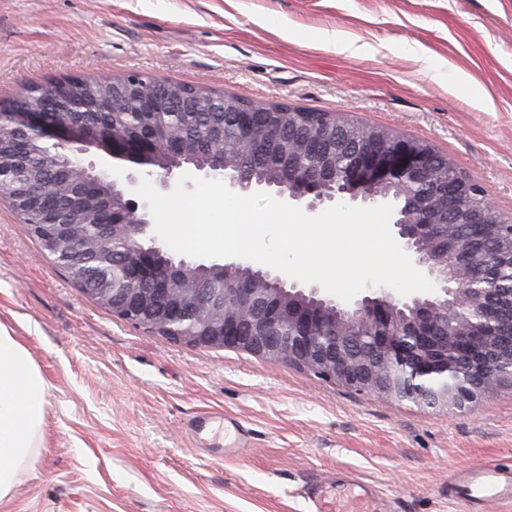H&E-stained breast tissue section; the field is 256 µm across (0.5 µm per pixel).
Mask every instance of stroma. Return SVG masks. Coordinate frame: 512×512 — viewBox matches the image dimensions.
I'll list each match as a JSON object with an SVG mask.
<instances>
[{"label":"stroma","mask_w":512,"mask_h":512,"mask_svg":"<svg viewBox=\"0 0 512 512\" xmlns=\"http://www.w3.org/2000/svg\"><path fill=\"white\" fill-rule=\"evenodd\" d=\"M336 30L365 52L337 53ZM131 71L428 140L512 223V0H0V104ZM0 323L48 386L44 446L0 512H309L342 469L395 512H463L449 475L512 463V389L444 413L168 340L85 296L1 200ZM203 409L247 421L250 453L191 448Z\"/></svg>","instance_id":"obj_1"}]
</instances>
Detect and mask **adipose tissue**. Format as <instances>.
Returning a JSON list of instances; mask_svg holds the SVG:
<instances>
[{"label": "adipose tissue", "mask_w": 512, "mask_h": 512, "mask_svg": "<svg viewBox=\"0 0 512 512\" xmlns=\"http://www.w3.org/2000/svg\"><path fill=\"white\" fill-rule=\"evenodd\" d=\"M47 384L26 347L0 325V501L28 474L41 448Z\"/></svg>", "instance_id": "obj_1"}]
</instances>
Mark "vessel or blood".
Listing matches in <instances>:
<instances>
[{
  "label": "vessel or blood",
  "mask_w": 512,
  "mask_h": 512,
  "mask_svg": "<svg viewBox=\"0 0 512 512\" xmlns=\"http://www.w3.org/2000/svg\"><path fill=\"white\" fill-rule=\"evenodd\" d=\"M194 447L216 458L238 457L251 447V429L241 419L203 410L187 422ZM448 496L467 512H488L494 504H512V467L496 462L459 468L448 479ZM311 512H392L389 500L372 483L351 471L332 473L310 494Z\"/></svg>",
  "instance_id": "1"
}]
</instances>
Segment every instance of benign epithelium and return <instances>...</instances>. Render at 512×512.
Returning a JSON list of instances; mask_svg holds the SVG:
<instances>
[{
  "label": "benign epithelium",
  "mask_w": 512,
  "mask_h": 512,
  "mask_svg": "<svg viewBox=\"0 0 512 512\" xmlns=\"http://www.w3.org/2000/svg\"><path fill=\"white\" fill-rule=\"evenodd\" d=\"M93 81L106 92L78 98L70 85L83 82V78L72 76L43 85L40 97L32 104L19 98L0 107V143H5L7 149V154L0 153V162L6 158L12 160L23 177V160L32 143L48 140L62 159L57 176L76 184L71 194L53 197L46 187L31 182V188L23 197L25 211L37 212L44 223L52 224L56 210L81 209L86 192L106 180L112 186V200L119 201V208L98 210L96 223L104 230L113 224H125L132 230L128 243L132 261L122 271L127 289L162 278L163 295L172 289L185 290L189 298L199 304L213 300L214 289H196L189 277L190 268L201 269L203 264L172 260L166 271L158 273L144 260L145 255L160 252L163 247L154 233L148 205L134 194L133 188L146 176L169 192L176 185L175 175L181 171L179 165L162 171L150 168L165 127L153 125L138 136L118 137L107 125L49 119L51 112H119L128 103L135 104L140 112H198L202 93L185 86L170 97L162 82L134 71L120 77L101 74ZM90 149L111 158L112 166L98 168L87 162L84 154ZM188 164L209 178L224 181L238 194L254 190L252 183L234 174L214 173L192 160ZM430 168L431 156L425 151L412 149L402 142L374 145L367 156L348 169L350 196L347 197L317 192L314 182L325 179V174L299 171L290 156L284 167L285 180L298 184V188L289 193L280 192L278 197L302 207L309 215H318L338 203L376 206L389 202V198L366 196L364 188L388 184L406 189L411 182L428 181ZM471 189L470 181L457 176L445 183L432 184L428 197L445 200L451 215L461 210ZM471 223L482 225L487 237L500 223V217L486 199L471 215ZM392 226L414 266L434 280L433 292L407 300L390 288H376L346 304L321 288H299L287 283L278 273L253 269L248 262H227L217 268L224 273L233 270L240 274L236 279L224 281V286L230 287L242 308V315L251 324L250 334H242L234 322L228 321L224 323L222 335L203 336L196 345L236 347L268 361L294 363L325 380L357 391L445 411L464 410L495 389L511 387L512 308L506 297L512 294V289L497 287V281L492 278L502 258L493 251L483 252L486 275L481 280L467 278L470 249H453L444 258L434 254L432 241L438 235V226L396 216ZM275 291L339 312L333 335L324 337L322 343L316 336H296L294 340L300 350H285L286 337L270 334L271 300ZM395 303L404 307L408 314L400 319L384 315L385 309ZM373 328L379 329V335L373 337L376 355L382 363L379 369L368 361L352 365L344 356L336 355V349L327 347L336 336Z\"/></svg>",
  "instance_id": "benign-epithelium-1"
}]
</instances>
